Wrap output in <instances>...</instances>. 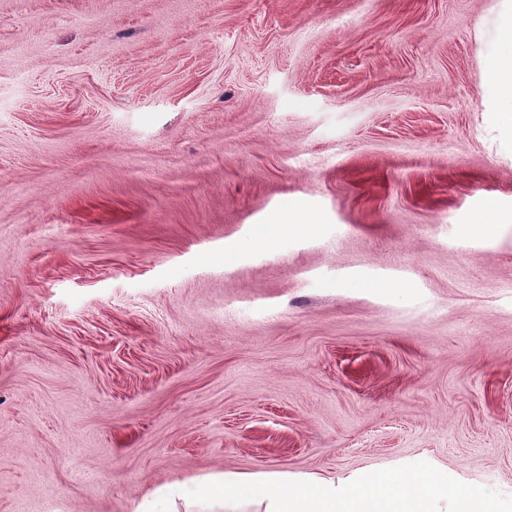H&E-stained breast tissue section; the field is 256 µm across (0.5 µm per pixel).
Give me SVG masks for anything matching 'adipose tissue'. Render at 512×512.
Instances as JSON below:
<instances>
[{
  "label": "adipose tissue",
  "instance_id": "ef3b65f1",
  "mask_svg": "<svg viewBox=\"0 0 512 512\" xmlns=\"http://www.w3.org/2000/svg\"><path fill=\"white\" fill-rule=\"evenodd\" d=\"M478 41L482 99L512 148V0H497L478 25Z\"/></svg>",
  "mask_w": 512,
  "mask_h": 512
}]
</instances>
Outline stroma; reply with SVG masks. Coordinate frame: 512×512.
Instances as JSON below:
<instances>
[{"instance_id": "obj_1", "label": "stroma", "mask_w": 512, "mask_h": 512, "mask_svg": "<svg viewBox=\"0 0 512 512\" xmlns=\"http://www.w3.org/2000/svg\"><path fill=\"white\" fill-rule=\"evenodd\" d=\"M493 4L0 0V512L419 461L512 495V224L463 230L512 207ZM477 34L483 103L497 112L500 138L512 149V1L497 0ZM512 209H502L491 203L486 209L472 216L466 224H479L468 227L471 231L490 232L495 224H511ZM313 224L309 218L297 211H288V214L274 217L269 224H261L258 228L260 237L270 246L285 235L305 232Z\"/></svg>"}]
</instances>
